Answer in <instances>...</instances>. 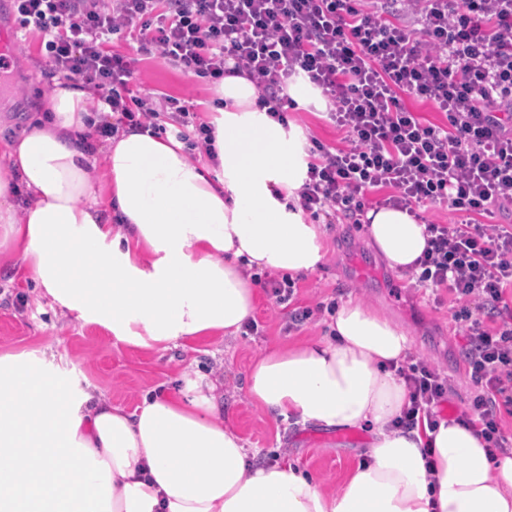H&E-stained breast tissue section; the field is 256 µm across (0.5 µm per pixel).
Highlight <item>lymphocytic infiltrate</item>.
<instances>
[{"label": "lymphocytic infiltrate", "mask_w": 512, "mask_h": 512, "mask_svg": "<svg viewBox=\"0 0 512 512\" xmlns=\"http://www.w3.org/2000/svg\"><path fill=\"white\" fill-rule=\"evenodd\" d=\"M22 29L42 32L49 63L101 90L125 123L160 131L159 109L134 88L133 59L114 40L135 38L143 56L218 80L228 70L263 87L284 120L288 80L321 89L345 148L313 141L299 191L312 216H358L370 194L408 211L446 205L453 224L428 223L420 286L448 290L467 371L478 387L472 427L500 448L512 408V0H12ZM446 121L424 122L405 97ZM168 119L192 149L214 157L211 126L178 99ZM489 317H475L474 303ZM409 404L397 424L436 426L448 382L424 359L400 365Z\"/></svg>", "instance_id": "1"}]
</instances>
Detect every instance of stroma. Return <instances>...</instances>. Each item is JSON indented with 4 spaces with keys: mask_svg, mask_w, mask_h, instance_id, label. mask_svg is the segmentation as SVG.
Masks as SVG:
<instances>
[{
    "mask_svg": "<svg viewBox=\"0 0 512 512\" xmlns=\"http://www.w3.org/2000/svg\"><path fill=\"white\" fill-rule=\"evenodd\" d=\"M0 28L13 31L16 58L0 81V138L19 134L32 112L46 104L53 72L45 40L35 30H21L10 7H0ZM137 45L118 41L116 52L136 55ZM133 82L153 99L175 97L190 111L208 114L214 84L184 74L159 57H137ZM289 121L307 139L343 147V135L325 109L292 110ZM325 259L320 270L295 279L293 307L307 308L310 318L298 330L287 331L288 313L267 292H260L253 313L258 331L222 341L165 351L114 345L96 326L84 325L62 313L35 289L30 272L13 254L0 253V355L30 349L55 354L67 372L88 380L113 404L134 408L152 388L173 389L194 379L197 370H214L224 383V418L244 438L257 461L279 456L320 476L327 489L338 490L347 472L367 446L361 429H305L274 419L245 395L247 372L261 354L278 345L298 344L326 336L329 303L358 300L392 316L412 339L411 358H423L448 377V406L468 418L476 387L466 370L462 340L454 321L448 292L432 294L418 286L414 273L398 272L376 256L366 224L336 217L326 225Z\"/></svg>",
    "mask_w": 512,
    "mask_h": 512,
    "instance_id": "1",
    "label": "stroma"
}]
</instances>
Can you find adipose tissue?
Segmentation results:
<instances>
[{
	"instance_id": "obj_1",
	"label": "adipose tissue",
	"mask_w": 512,
	"mask_h": 512,
	"mask_svg": "<svg viewBox=\"0 0 512 512\" xmlns=\"http://www.w3.org/2000/svg\"><path fill=\"white\" fill-rule=\"evenodd\" d=\"M214 93L212 166L173 136L128 125L99 150L107 103L60 78L48 108L0 144V245L42 295L113 343L161 351L237 336L258 301L255 277L311 275L323 262L324 227L298 203L300 127L272 118L246 74ZM99 165L101 189L90 176ZM365 222L390 268L414 269L424 223L392 207ZM329 327L331 337L266 351L245 390L304 428L367 430L340 490L293 463L256 462L207 375L148 390L129 412L33 349L0 356V512H512V451L461 421L395 427L409 403L394 371L407 332L357 300Z\"/></svg>"
}]
</instances>
